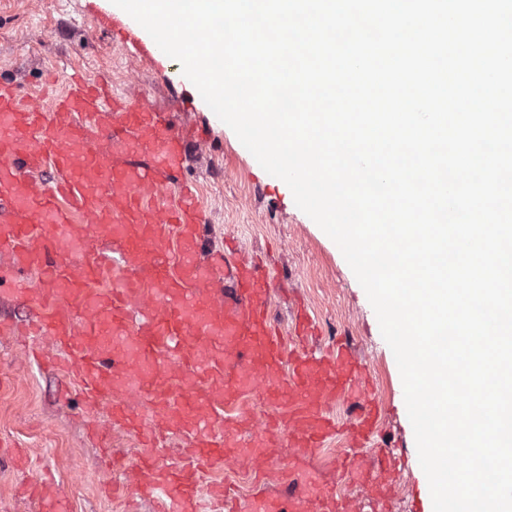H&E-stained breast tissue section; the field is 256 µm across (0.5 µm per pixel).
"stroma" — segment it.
<instances>
[{
	"label": "stroma",
	"mask_w": 512,
	"mask_h": 512,
	"mask_svg": "<svg viewBox=\"0 0 512 512\" xmlns=\"http://www.w3.org/2000/svg\"><path fill=\"white\" fill-rule=\"evenodd\" d=\"M125 27L134 30L138 24L117 13L111 0H73L68 15L58 0H0V79L32 94L49 69L62 79L75 69L90 75L104 71L118 92L135 94L164 111L189 133L182 176L196 181L204 204L203 248L197 259L205 258L206 248L235 242L238 258H260L275 279L271 314L287 351L299 348L293 320L302 311L320 329L315 347L344 339L363 360L369 389L383 408L377 434L364 445H353L348 402L341 399L333 405L335 439L318 449L305 468L293 467L294 450L286 435L273 437L262 458L279 468L269 497L287 503L289 484L313 478L352 512H432L395 357L340 249L182 73L170 69L164 56L139 57L135 45L122 40ZM24 349L22 337H0V440L27 455L21 470L11 457L0 456V512H38L37 503L22 498L20 488L45 470L53 473L69 512H153L135 469L119 475L130 487V500L101 492L106 474L85 423L108 424L107 406L84 399L60 374L31 363ZM344 454L364 465L365 478L342 477L334 460ZM254 471L253 461L228 455L207 470L204 480L229 485L245 506L255 493Z\"/></svg>",
	"instance_id": "35a3bbf8"
}]
</instances>
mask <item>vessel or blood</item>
<instances>
[{"instance_id":"b4317fda","label":"vessel or blood","mask_w":512,"mask_h":512,"mask_svg":"<svg viewBox=\"0 0 512 512\" xmlns=\"http://www.w3.org/2000/svg\"><path fill=\"white\" fill-rule=\"evenodd\" d=\"M57 82L49 76L38 96L0 82V280L35 305L27 322L0 321V335L54 347L51 363L89 399L148 394L158 424L118 403L112 419L134 433L155 512L223 504L224 487L204 497L198 479L239 447L254 390L274 411L253 447L284 433L308 456L335 434L330 405L343 393L359 396V432L370 433L378 405L345 346L287 354L269 316L270 276L220 251L196 261L203 216L195 182L179 178L182 132L115 94L107 73L74 72L61 92ZM220 272L234 284L228 303L208 295ZM160 425L192 437L177 466L156 460ZM31 487L42 512H62L52 478Z\"/></svg>"}]
</instances>
